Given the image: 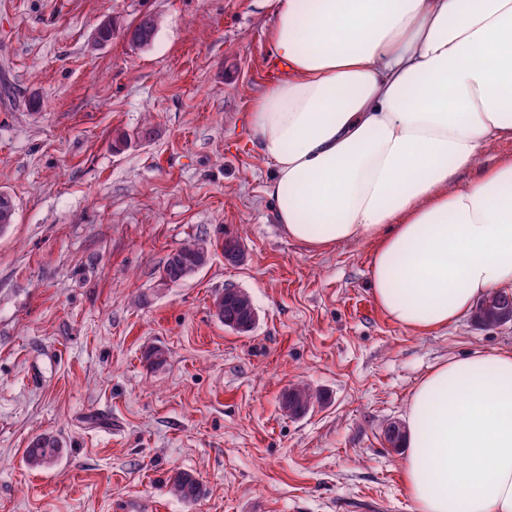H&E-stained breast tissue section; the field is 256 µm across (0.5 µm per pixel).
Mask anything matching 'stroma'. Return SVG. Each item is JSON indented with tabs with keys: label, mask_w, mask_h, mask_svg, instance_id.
Segmentation results:
<instances>
[{
	"label": "stroma",
	"mask_w": 512,
	"mask_h": 512,
	"mask_svg": "<svg viewBox=\"0 0 512 512\" xmlns=\"http://www.w3.org/2000/svg\"><path fill=\"white\" fill-rule=\"evenodd\" d=\"M145 14L158 29L138 47L123 30ZM273 22L272 0H0V192L17 204L0 228V512H412L387 426L436 363L512 350V322L395 324L369 243L283 235L248 121ZM201 235L208 265L162 283ZM229 285L253 298L248 334L215 315ZM299 381L322 401L293 419L281 396ZM43 433L64 452L33 468ZM177 470L207 495L176 499Z\"/></svg>",
	"instance_id": "obj_1"
}]
</instances>
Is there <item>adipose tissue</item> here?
I'll list each match as a JSON object with an SVG mask.
<instances>
[{"mask_svg":"<svg viewBox=\"0 0 512 512\" xmlns=\"http://www.w3.org/2000/svg\"><path fill=\"white\" fill-rule=\"evenodd\" d=\"M271 45L250 124L284 235L371 243L373 299L415 332L512 288V158L479 163L512 140V0H275ZM405 446L413 512H512V352L437 364Z\"/></svg>","mask_w":512,"mask_h":512,"instance_id":"adipose-tissue-1","label":"adipose tissue"}]
</instances>
